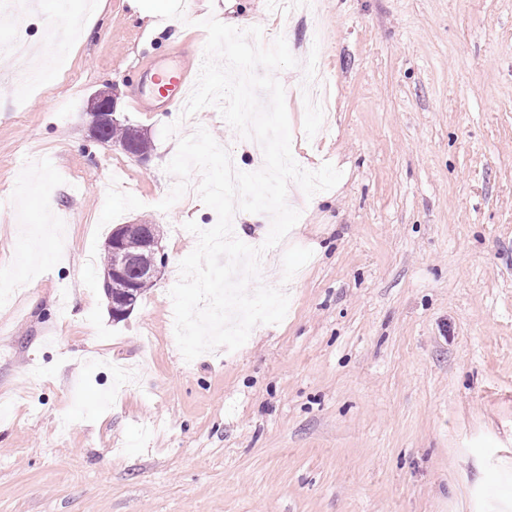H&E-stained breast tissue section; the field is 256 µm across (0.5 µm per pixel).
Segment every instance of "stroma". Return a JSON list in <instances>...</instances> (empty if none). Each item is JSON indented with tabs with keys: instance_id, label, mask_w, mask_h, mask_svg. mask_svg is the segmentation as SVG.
Returning a JSON list of instances; mask_svg holds the SVG:
<instances>
[{
	"instance_id": "35a3bbf8",
	"label": "stroma",
	"mask_w": 512,
	"mask_h": 512,
	"mask_svg": "<svg viewBox=\"0 0 512 512\" xmlns=\"http://www.w3.org/2000/svg\"><path fill=\"white\" fill-rule=\"evenodd\" d=\"M46 47L84 0H39ZM185 0L184 19L99 0L100 18L54 80L26 94L0 75V512H497L512 504V0ZM247 19L285 38L292 152L340 182L301 213L258 281L287 287L285 318L237 350L182 357L169 290L217 215L200 198L156 207L186 128L140 112L148 62L177 63L200 22ZM330 99L302 101L310 30ZM112 93L149 162L89 137ZM254 169L218 110L198 113ZM51 183L66 230H42ZM157 225L166 265L115 322L104 291L113 227ZM50 260L35 268L34 252Z\"/></svg>"
}]
</instances>
